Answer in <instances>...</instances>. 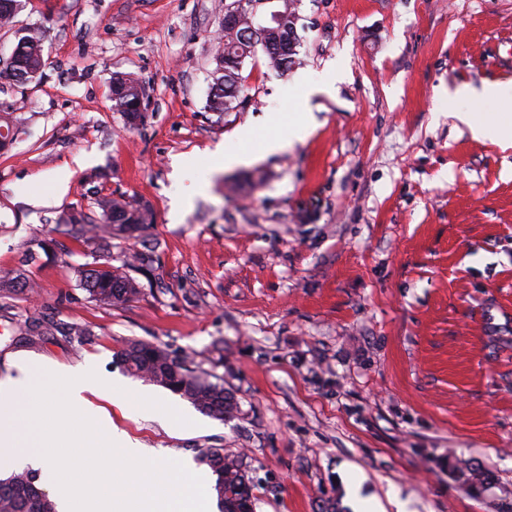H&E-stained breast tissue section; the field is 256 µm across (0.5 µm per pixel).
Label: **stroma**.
Wrapping results in <instances>:
<instances>
[{"label": "stroma", "mask_w": 512, "mask_h": 512, "mask_svg": "<svg viewBox=\"0 0 512 512\" xmlns=\"http://www.w3.org/2000/svg\"><path fill=\"white\" fill-rule=\"evenodd\" d=\"M298 61H246L247 101L207 108L224 0H22L0 27V379L23 358L94 361L194 425L114 421L165 457L220 448L253 479L255 512H512V147L474 139L452 85L512 86V0H297ZM36 29L42 77L7 61ZM335 70L308 96L301 78ZM140 78L131 128L114 76ZM307 102L311 134L265 156ZM250 163L213 171L214 152ZM72 176L57 190L55 170ZM150 204L157 247L125 304L80 284L89 256L60 224L98 197ZM91 335L77 342L72 326ZM187 354L236 404L219 420L116 359L128 341Z\"/></svg>", "instance_id": "35a3bbf8"}]
</instances>
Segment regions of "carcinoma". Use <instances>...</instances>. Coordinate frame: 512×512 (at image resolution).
<instances>
[{"label":"carcinoma","mask_w":512,"mask_h":512,"mask_svg":"<svg viewBox=\"0 0 512 512\" xmlns=\"http://www.w3.org/2000/svg\"><path fill=\"white\" fill-rule=\"evenodd\" d=\"M284 28L269 36L270 44L262 39H245L240 32L225 35L224 46L217 49L212 71L213 84L207 106L212 112H228L243 103L245 92L242 83V68L246 60L263 53L269 65L286 73L295 63V0H284ZM12 72L34 82L42 74L43 60L41 37L34 29L18 36L12 52ZM140 82L132 74H126L112 87L115 107L123 113L138 111ZM100 211V223L93 224L76 217H68L65 225L68 232L90 248L92 262L80 271V282L90 298L101 305L125 304L138 297L141 285L126 272V268L149 265L150 256L135 253L126 257L122 265H112V216L126 214V220L138 227V237H143L153 225V219L141 215L151 212L148 204L137 199L123 197H101L96 200ZM118 362L133 377L162 386L190 402L200 412L216 419L232 413L235 404L230 395L224 393V384L212 381L213 375L186 357H179L159 346L141 341H131L116 352ZM179 361L180 377L171 370L173 361ZM201 464L211 473L224 476V502L219 512H235L242 507L238 488L243 476L230 465L224 464V449L211 448L200 457ZM37 473L21 470L0 479V512H56V504L48 494L36 491Z\"/></svg>","instance_id":"1"}]
</instances>
